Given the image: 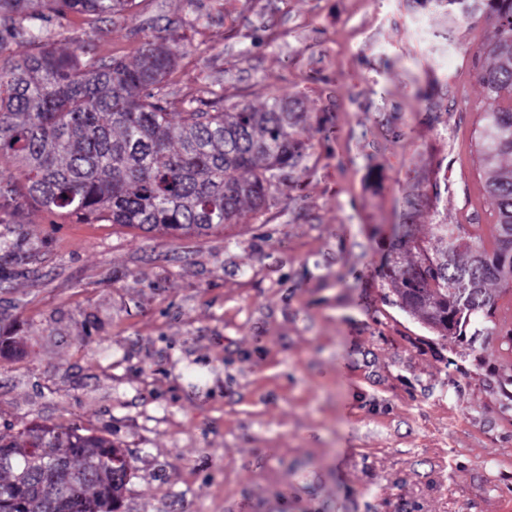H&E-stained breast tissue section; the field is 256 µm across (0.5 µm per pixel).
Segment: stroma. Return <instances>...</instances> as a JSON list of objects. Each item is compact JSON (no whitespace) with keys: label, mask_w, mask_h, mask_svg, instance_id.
Wrapping results in <instances>:
<instances>
[{"label":"stroma","mask_w":512,"mask_h":512,"mask_svg":"<svg viewBox=\"0 0 512 512\" xmlns=\"http://www.w3.org/2000/svg\"><path fill=\"white\" fill-rule=\"evenodd\" d=\"M425 18L427 38L414 32ZM169 27L173 112L295 100L311 140L285 196L207 236L1 224L0 433L109 434L131 456L120 512H512V382L499 335L437 339L380 295L406 195L415 219L497 220L477 159L482 18L415 0H135L51 19L55 47L134 62Z\"/></svg>","instance_id":"1"}]
</instances>
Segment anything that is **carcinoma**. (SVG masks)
<instances>
[{
	"label": "carcinoma",
	"instance_id": "cac0c4a2",
	"mask_svg": "<svg viewBox=\"0 0 512 512\" xmlns=\"http://www.w3.org/2000/svg\"><path fill=\"white\" fill-rule=\"evenodd\" d=\"M134 0H0V51L37 45L0 67V223L21 224L38 207L81 224L205 236L238 223L248 202L261 211L284 192L283 171L304 157L297 104L275 100L232 112L191 108L169 118L159 90L172 67L160 33L145 36L129 64L93 52L82 62L50 42L53 16L103 20ZM486 19L492 35L477 82V153L497 214L492 247L465 224L441 221L419 236L414 218L431 204L405 200L387 254L383 299L443 340L491 322L512 291V0H426ZM125 450L81 429L36 424L0 434V512H116L130 477Z\"/></svg>",
	"mask_w": 512,
	"mask_h": 512
}]
</instances>
